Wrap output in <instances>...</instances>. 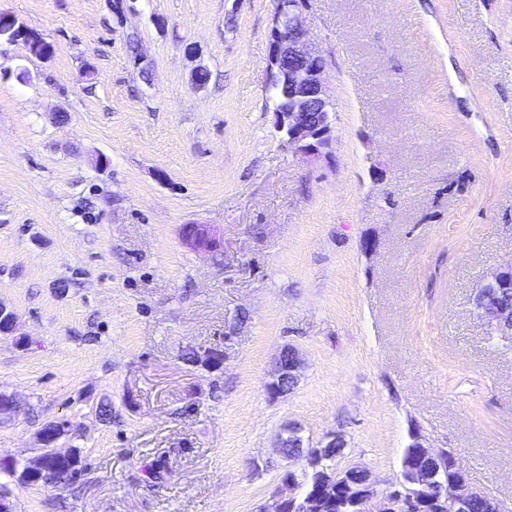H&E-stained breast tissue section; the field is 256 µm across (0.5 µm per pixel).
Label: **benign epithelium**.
<instances>
[{"instance_id":"obj_1","label":"benign epithelium","mask_w":512,"mask_h":512,"mask_svg":"<svg viewBox=\"0 0 512 512\" xmlns=\"http://www.w3.org/2000/svg\"><path fill=\"white\" fill-rule=\"evenodd\" d=\"M304 0H276L274 23L270 33L268 70L270 88L277 92V108L273 110L276 128L283 132L288 146L296 153L315 156L331 143L335 111L332 107L325 77L324 58L312 49L307 38V29L302 14ZM512 283V268L501 267L486 276V287H497ZM482 316L494 319L500 325L512 327V308L502 305L479 306ZM301 364L299 353L289 359L280 355L272 376L270 387L278 393H286L296 383V372ZM69 426L66 420L56 422L51 435H41L43 447L57 451L56 442ZM413 443L421 457L410 472L401 474L385 489L377 488L366 470L351 466L349 470L363 476L368 483L361 495L359 512H419L416 505L422 494L431 492L442 501L449 512H469L471 501L479 494L468 478L461 475L444 482L438 479L440 468L445 466L453 454L443 448H431L423 444L419 435ZM22 484L50 483L45 456L27 466L19 475ZM293 481L285 482L263 506L262 512H282V505L292 504L291 512H312L314 499L310 495L294 493Z\"/></svg>"}]
</instances>
